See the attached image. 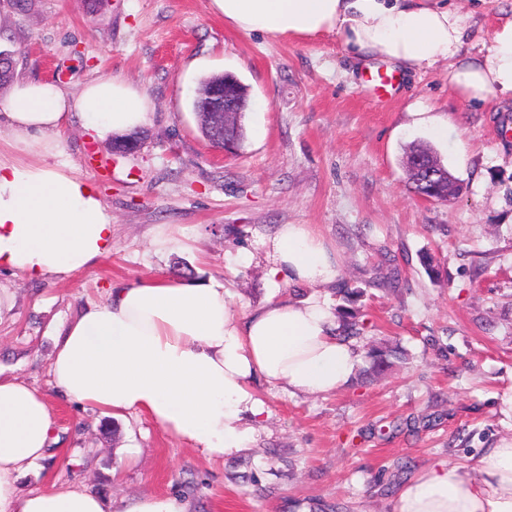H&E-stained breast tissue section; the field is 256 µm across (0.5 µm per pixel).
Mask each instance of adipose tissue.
Here are the masks:
<instances>
[{
  "mask_svg": "<svg viewBox=\"0 0 512 512\" xmlns=\"http://www.w3.org/2000/svg\"><path fill=\"white\" fill-rule=\"evenodd\" d=\"M230 27L271 37L339 36L358 61L406 71L448 67L466 101L512 100V19L488 52L466 53L471 26L439 0H212ZM150 102L119 77L72 95L26 80L0 102L13 146L38 143L47 162L0 159V270L70 279L112 251V216L97 188L53 164L60 133L77 119L101 140L144 126ZM267 276L308 289L240 314L223 282L149 278L109 289L58 334L51 383L70 402L112 418L143 413L209 460L248 450L265 406L255 380L290 393L326 395L346 387L359 362L354 340L321 297L340 263L308 224H281L263 242ZM57 442L53 409L37 388L0 376V512H112L111 500L81 488L20 489ZM394 512H512V438L473 464L440 462L400 490Z\"/></svg>",
  "mask_w": 512,
  "mask_h": 512,
  "instance_id": "obj_1",
  "label": "adipose tissue"
}]
</instances>
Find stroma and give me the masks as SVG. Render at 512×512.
<instances>
[{"mask_svg":"<svg viewBox=\"0 0 512 512\" xmlns=\"http://www.w3.org/2000/svg\"><path fill=\"white\" fill-rule=\"evenodd\" d=\"M452 3L471 16L474 55L512 15V0ZM0 47L16 52L15 80L76 94L119 75L152 102L134 153L112 154L76 120L62 132L55 162L96 185L112 214L111 254L66 281L0 272L13 302L0 317V373L45 394L61 436L24 490L83 488L111 499L113 512L134 497L166 496L187 512H393L408 478L443 461L471 464L512 437L501 402L512 392V110L463 100L444 64L405 72L381 63L395 83L378 96L336 35L245 34L212 0H0ZM213 73L235 75L250 95L232 156L210 144L191 110ZM417 105L447 118L443 136L412 126ZM416 143L461 181L454 200L410 191L402 159ZM281 224L314 226L342 279L367 291L365 341L400 340L408 363L325 396L255 381L266 413L252 445L218 460L145 415L109 419L58 398L49 375L56 332L112 285L213 277L245 313L306 296L266 276L261 241ZM161 236L172 242L164 252L154 248ZM393 265L407 289L371 288ZM423 413L440 419L410 427Z\"/></svg>","mask_w":512,"mask_h":512,"instance_id":"obj_1","label":"stroma"}]
</instances>
